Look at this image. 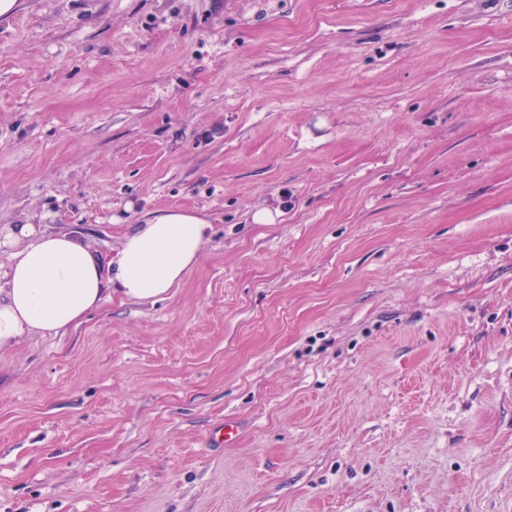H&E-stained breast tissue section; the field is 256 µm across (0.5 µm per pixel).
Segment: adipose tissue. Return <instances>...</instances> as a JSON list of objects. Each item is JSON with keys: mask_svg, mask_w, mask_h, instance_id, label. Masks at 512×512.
Masks as SVG:
<instances>
[{"mask_svg": "<svg viewBox=\"0 0 512 512\" xmlns=\"http://www.w3.org/2000/svg\"><path fill=\"white\" fill-rule=\"evenodd\" d=\"M210 229L196 213L162 212L125 235L109 277L75 236L18 225L12 233L22 248L0 289V349L78 324L108 289L144 301L167 293L194 266Z\"/></svg>", "mask_w": 512, "mask_h": 512, "instance_id": "obj_1", "label": "adipose tissue"}]
</instances>
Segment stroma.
<instances>
[{"mask_svg":"<svg viewBox=\"0 0 512 512\" xmlns=\"http://www.w3.org/2000/svg\"><path fill=\"white\" fill-rule=\"evenodd\" d=\"M170 209L176 287L0 350V512H512V0H18L0 231ZM239 435V423L227 418L209 434V443L212 448H223L225 444L236 441Z\"/></svg>","mask_w":512,"mask_h":512,"instance_id":"1","label":"stroma"}]
</instances>
